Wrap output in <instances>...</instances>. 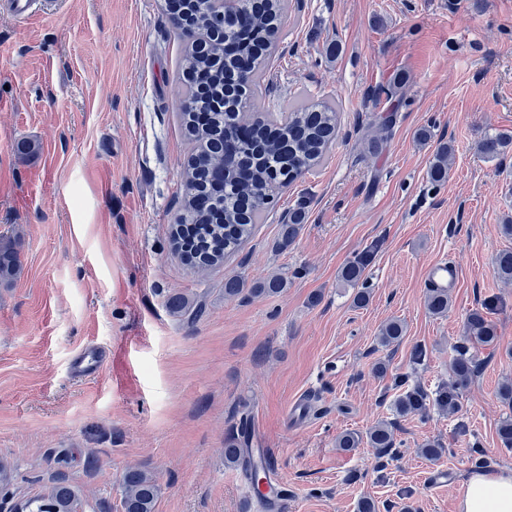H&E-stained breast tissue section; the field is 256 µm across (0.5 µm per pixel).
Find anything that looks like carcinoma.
<instances>
[{
	"mask_svg": "<svg viewBox=\"0 0 512 512\" xmlns=\"http://www.w3.org/2000/svg\"><path fill=\"white\" fill-rule=\"evenodd\" d=\"M185 17L172 16L174 23L196 35L184 50L181 67L187 74L202 73L211 87L204 99L188 81L189 107L183 111L185 129L197 143L185 170L184 214L180 226L190 228L193 251L187 262L197 268L215 266L235 252L253 234L265 205L274 190L288 185L314 167L329 149L336 132V110L327 103L299 104L289 110L278 124L257 113L253 87L260 78V65L274 45L279 31L285 0H237V5L223 10L208 0H180ZM205 108L211 112L207 129L193 125L192 113ZM512 144V136L497 134L485 138L480 151L487 157L499 155ZM448 146L437 152L428 174L435 183L448 175ZM302 207L290 212L288 223L281 225V245L288 246L303 224ZM373 254L368 249L348 261L341 270L344 281L357 285ZM18 243L0 237V282L9 281L20 272ZM495 271L512 279V251L495 257ZM280 277H273L254 288L245 287L242 277L224 279V296L270 295L283 287ZM448 291L431 288L427 307L435 315L448 312ZM470 335L464 337L453 362L451 383L427 392L410 377H399L395 386L403 393L394 403L395 412H425L435 407L453 412L461 391L472 380L476 364L469 354L474 345H492L497 340L493 326L479 310L467 324ZM404 325L388 322L378 338L389 348L400 343ZM367 444L380 454L395 448L392 425L382 423L367 433ZM123 512H155L160 488L156 480L137 469L127 471L122 479ZM84 500L66 479L59 478L50 489L21 501L18 512H77Z\"/></svg>",
	"mask_w": 512,
	"mask_h": 512,
	"instance_id": "obj_1",
	"label": "carcinoma"
}]
</instances>
